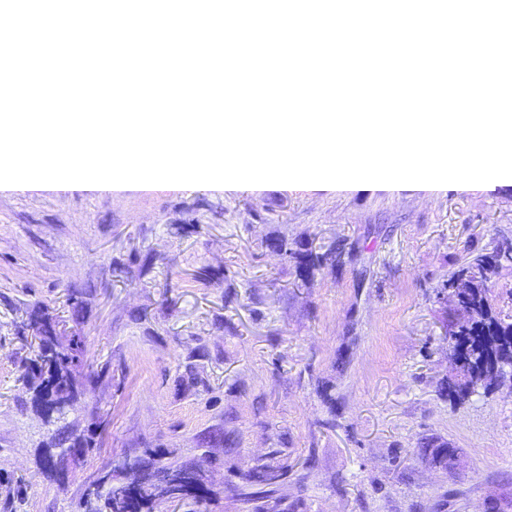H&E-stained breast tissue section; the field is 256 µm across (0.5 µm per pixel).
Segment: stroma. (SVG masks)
I'll return each instance as SVG.
<instances>
[{"label": "stroma", "instance_id": "35a3bbf8", "mask_svg": "<svg viewBox=\"0 0 512 512\" xmlns=\"http://www.w3.org/2000/svg\"><path fill=\"white\" fill-rule=\"evenodd\" d=\"M282 236L356 258L304 279L270 248ZM504 240L511 182L0 187V512H75L127 456L199 466L205 498L176 512H248L231 490L272 461L283 512H512V381L461 403L436 391L454 318L437 293ZM39 306L105 372L67 418L96 446L59 475L21 378ZM430 436L457 448L456 474L421 459Z\"/></svg>", "mask_w": 512, "mask_h": 512}]
</instances>
